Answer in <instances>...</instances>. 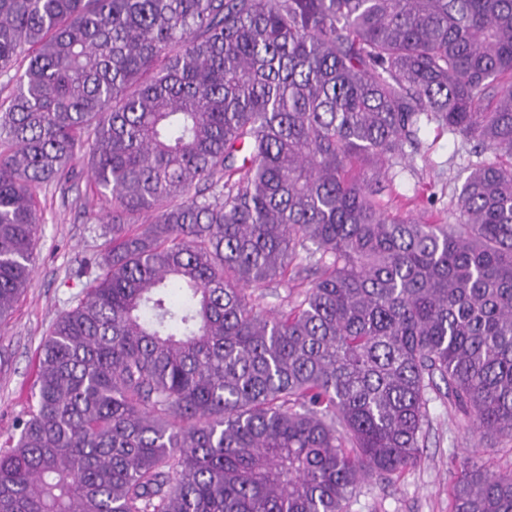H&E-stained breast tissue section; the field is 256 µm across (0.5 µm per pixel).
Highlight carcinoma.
I'll return each instance as SVG.
<instances>
[{"mask_svg": "<svg viewBox=\"0 0 512 512\" xmlns=\"http://www.w3.org/2000/svg\"><path fill=\"white\" fill-rule=\"evenodd\" d=\"M21 58L0 326L38 189L80 168L110 210L0 512H345L417 461L432 392L512 437V0H0ZM431 123L476 157L448 224L381 199ZM451 492L512 512V469L470 452Z\"/></svg>", "mask_w": 512, "mask_h": 512, "instance_id": "cac0c4a2", "label": "carcinoma"}]
</instances>
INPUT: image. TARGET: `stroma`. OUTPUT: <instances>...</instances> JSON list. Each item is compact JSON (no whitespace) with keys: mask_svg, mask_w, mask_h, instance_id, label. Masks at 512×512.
I'll return each instance as SVG.
<instances>
[{"mask_svg":"<svg viewBox=\"0 0 512 512\" xmlns=\"http://www.w3.org/2000/svg\"><path fill=\"white\" fill-rule=\"evenodd\" d=\"M420 138L410 166L390 172L382 200L392 209L445 219L469 157L436 125L427 126ZM39 200L44 222L35 241L32 282L0 330V444L35 403V355L57 316L83 290L86 280L77 274L82 261L104 249L96 223L87 217L88 211L102 212L103 205L86 181L68 191L44 187ZM430 416L417 463L388 481L366 478L346 512H453L451 483L467 449L479 447V436L447 400L434 399Z\"/></svg>","mask_w":512,"mask_h":512,"instance_id":"1","label":"stroma"}]
</instances>
